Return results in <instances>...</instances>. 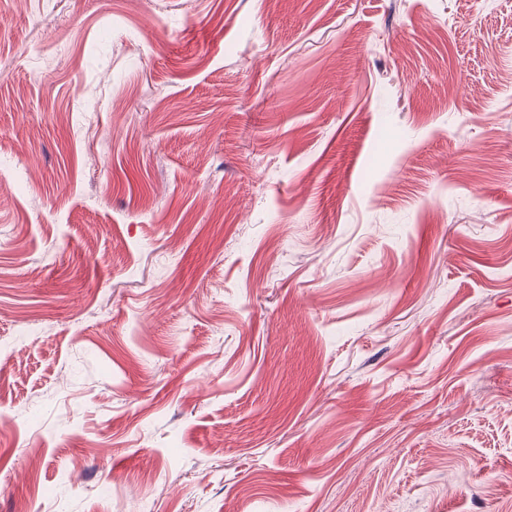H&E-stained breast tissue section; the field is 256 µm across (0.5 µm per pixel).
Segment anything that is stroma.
Returning a JSON list of instances; mask_svg holds the SVG:
<instances>
[{"label":"stroma","mask_w":512,"mask_h":512,"mask_svg":"<svg viewBox=\"0 0 512 512\" xmlns=\"http://www.w3.org/2000/svg\"><path fill=\"white\" fill-rule=\"evenodd\" d=\"M0 512H512V0H0Z\"/></svg>","instance_id":"stroma-1"}]
</instances>
